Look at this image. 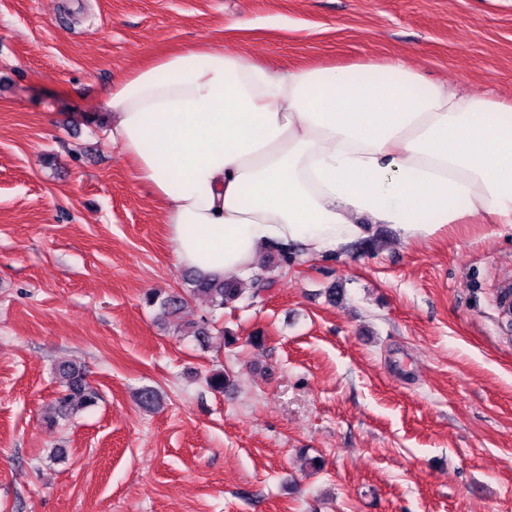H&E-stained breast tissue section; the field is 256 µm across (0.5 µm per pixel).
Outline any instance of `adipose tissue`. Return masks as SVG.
<instances>
[{
	"instance_id": "ef3b65f1",
	"label": "adipose tissue",
	"mask_w": 512,
	"mask_h": 512,
	"mask_svg": "<svg viewBox=\"0 0 512 512\" xmlns=\"http://www.w3.org/2000/svg\"><path fill=\"white\" fill-rule=\"evenodd\" d=\"M113 144L163 207L180 265L249 280L262 250L337 253L389 226L512 224V103L396 61L288 72L200 43L105 96Z\"/></svg>"
}]
</instances>
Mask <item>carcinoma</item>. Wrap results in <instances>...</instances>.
I'll return each instance as SVG.
<instances>
[{"label": "carcinoma", "mask_w": 512, "mask_h": 512, "mask_svg": "<svg viewBox=\"0 0 512 512\" xmlns=\"http://www.w3.org/2000/svg\"><path fill=\"white\" fill-rule=\"evenodd\" d=\"M267 286L268 283L259 276L251 279L250 288L245 289L243 283L235 279L194 271L188 276L187 287L182 291L164 295L153 293L146 297V303L158 308L160 318L173 320L179 318L189 298L205 300L214 313L234 305L246 293L259 295ZM178 332L203 344L209 343L215 337L222 339L225 345L234 342L229 332L218 326L212 318L204 317L199 321L181 323ZM55 374L61 383V393L55 400V414L47 418L51 425L59 417L95 405L98 399L97 391L86 379L83 365L71 361L63 362L56 367Z\"/></svg>", "instance_id": "carcinoma-1"}]
</instances>
